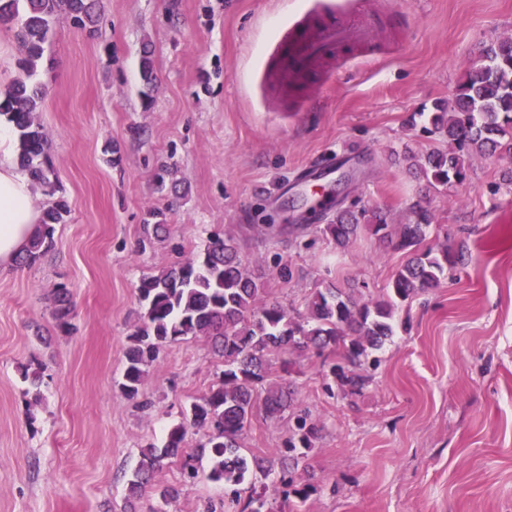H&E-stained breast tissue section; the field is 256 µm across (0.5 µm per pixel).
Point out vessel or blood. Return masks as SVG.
Listing matches in <instances>:
<instances>
[{"label":"vessel or blood","mask_w":512,"mask_h":512,"mask_svg":"<svg viewBox=\"0 0 512 512\" xmlns=\"http://www.w3.org/2000/svg\"><path fill=\"white\" fill-rule=\"evenodd\" d=\"M372 22L353 23L334 10L308 11L280 36L275 55L280 82L287 83L322 66L347 49L375 44Z\"/></svg>","instance_id":"vessel-or-blood-1"}]
</instances>
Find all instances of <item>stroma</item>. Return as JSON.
<instances>
[{
    "instance_id": "1",
    "label": "stroma",
    "mask_w": 512,
    "mask_h": 512,
    "mask_svg": "<svg viewBox=\"0 0 512 512\" xmlns=\"http://www.w3.org/2000/svg\"><path fill=\"white\" fill-rule=\"evenodd\" d=\"M368 5L388 19L374 56L350 52L333 79L288 89L275 81L280 30L350 0H97L92 39L58 19L37 70L38 119L70 213L51 252L0 269V512H124L142 448L163 445L216 381L223 361L201 335L167 344L137 398L122 393L143 276L198 258L220 232L265 271L262 301L301 313L330 284L378 297L402 254L364 233L338 247L323 227L345 208L403 224L415 203L472 260L396 311L363 394L329 393L320 358L298 359L289 380L321 427L299 512H512V152L472 154L464 183L434 189L415 166L436 143L411 122L447 106L485 47L512 38V0ZM164 165L176 183L165 195L154 186ZM339 169L353 178L322 206L315 177ZM154 209L170 233L148 243ZM61 285L66 330L53 316ZM27 369L42 376L40 399ZM287 434V422L254 416L244 451L271 455ZM156 482L182 491L166 502L146 492L141 512L224 500L222 484L184 482L173 458Z\"/></svg>"
}]
</instances>
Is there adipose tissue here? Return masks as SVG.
<instances>
[{
    "mask_svg": "<svg viewBox=\"0 0 512 512\" xmlns=\"http://www.w3.org/2000/svg\"><path fill=\"white\" fill-rule=\"evenodd\" d=\"M12 125L0 124V268H10L37 230L40 212L29 178L15 161Z\"/></svg>",
    "mask_w": 512,
    "mask_h": 512,
    "instance_id": "obj_1",
    "label": "adipose tissue"
}]
</instances>
